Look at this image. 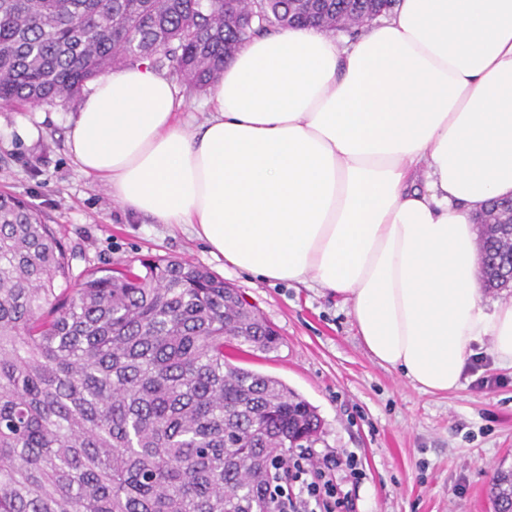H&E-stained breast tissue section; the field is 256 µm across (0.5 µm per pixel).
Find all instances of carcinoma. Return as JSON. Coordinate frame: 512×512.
<instances>
[{
    "label": "carcinoma",
    "mask_w": 512,
    "mask_h": 512,
    "mask_svg": "<svg viewBox=\"0 0 512 512\" xmlns=\"http://www.w3.org/2000/svg\"><path fill=\"white\" fill-rule=\"evenodd\" d=\"M397 0H0V107L81 97L149 64L208 91L254 35L326 30ZM492 267L512 246L487 234ZM0 193V512H276L257 463L311 448L321 418L282 381L232 364L277 332L208 269L169 258L92 268ZM512 512V471L491 483Z\"/></svg>",
    "instance_id": "obj_1"
}]
</instances>
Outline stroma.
Instances as JSON below:
<instances>
[{"label": "stroma", "mask_w": 512, "mask_h": 512, "mask_svg": "<svg viewBox=\"0 0 512 512\" xmlns=\"http://www.w3.org/2000/svg\"><path fill=\"white\" fill-rule=\"evenodd\" d=\"M77 109H0V192L36 208L77 250L74 271L165 257L206 267L236 288L280 344L268 353L242 347L232 363L282 380L317 408V454H349L357 462L358 476L336 474L351 512H494L491 480L512 470V369L498 366L489 345L472 357L457 390L419 391L369 356L340 296L239 271L190 226L122 209L67 151L66 124Z\"/></svg>", "instance_id": "35a3bbf8"}]
</instances>
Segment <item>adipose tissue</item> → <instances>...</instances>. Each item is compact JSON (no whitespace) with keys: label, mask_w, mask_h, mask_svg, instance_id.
Here are the masks:
<instances>
[{"label":"adipose tissue","mask_w":512,"mask_h":512,"mask_svg":"<svg viewBox=\"0 0 512 512\" xmlns=\"http://www.w3.org/2000/svg\"><path fill=\"white\" fill-rule=\"evenodd\" d=\"M209 104L186 131L165 76L115 70L67 149L127 211L342 296L371 358L421 391L457 390L484 339L512 367V300L483 305L473 224L512 198V0H398L351 39L255 37Z\"/></svg>","instance_id":"adipose-tissue-1"}]
</instances>
